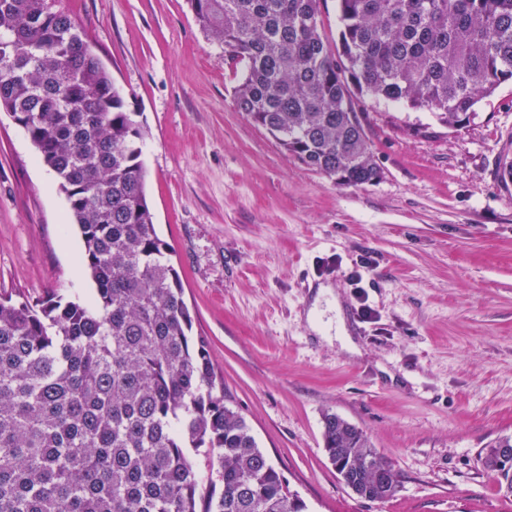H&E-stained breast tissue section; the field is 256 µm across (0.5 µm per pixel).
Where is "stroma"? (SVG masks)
I'll list each match as a JSON object with an SVG mask.
<instances>
[{
	"mask_svg": "<svg viewBox=\"0 0 512 512\" xmlns=\"http://www.w3.org/2000/svg\"><path fill=\"white\" fill-rule=\"evenodd\" d=\"M64 6L143 115L147 201L226 402L307 512H512L480 460L512 435V83L457 132L363 100L380 177L342 186L238 111L186 0ZM83 250L54 174L0 112V293L91 301ZM328 411L398 474L391 499L342 483Z\"/></svg>",
	"mask_w": 512,
	"mask_h": 512,
	"instance_id": "stroma-1",
	"label": "stroma"
}]
</instances>
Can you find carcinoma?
<instances>
[{
    "label": "carcinoma",
    "instance_id": "carcinoma-1",
    "mask_svg": "<svg viewBox=\"0 0 512 512\" xmlns=\"http://www.w3.org/2000/svg\"><path fill=\"white\" fill-rule=\"evenodd\" d=\"M337 2L334 51L318 0H187L224 44L237 109L339 185L380 177L356 99L458 131L512 81V0ZM4 43L18 63L0 77V112L29 126L59 180L96 299L0 294V512H305L224 402L207 340L194 334L145 194L142 113L62 0H0ZM323 442L358 497L395 494L397 473L359 428L328 412ZM502 448L512 436L481 461L512 494Z\"/></svg>",
    "mask_w": 512,
    "mask_h": 512
}]
</instances>
